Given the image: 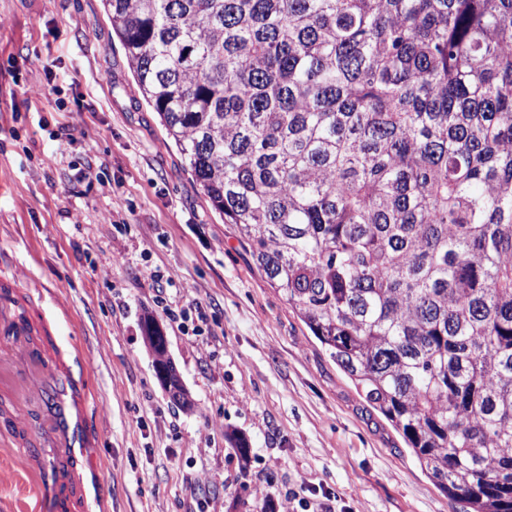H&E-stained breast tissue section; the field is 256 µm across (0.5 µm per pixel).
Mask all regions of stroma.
Segmentation results:
<instances>
[{
  "label": "stroma",
  "instance_id": "35a3bbf8",
  "mask_svg": "<svg viewBox=\"0 0 512 512\" xmlns=\"http://www.w3.org/2000/svg\"><path fill=\"white\" fill-rule=\"evenodd\" d=\"M0 249L43 285L47 308L62 307L60 344L89 358L103 512H283L287 497L297 512H465L214 211L102 0H0ZM148 311L193 410L155 376ZM58 494L0 444V512H56Z\"/></svg>",
  "mask_w": 512,
  "mask_h": 512
}]
</instances>
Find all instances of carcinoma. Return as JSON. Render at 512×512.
Instances as JSON below:
<instances>
[{
    "instance_id": "1",
    "label": "carcinoma",
    "mask_w": 512,
    "mask_h": 512,
    "mask_svg": "<svg viewBox=\"0 0 512 512\" xmlns=\"http://www.w3.org/2000/svg\"><path fill=\"white\" fill-rule=\"evenodd\" d=\"M103 5L211 206L359 396L448 498L512 512V0Z\"/></svg>"
}]
</instances>
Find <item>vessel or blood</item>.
I'll return each mask as SVG.
<instances>
[{"label": "vessel or blood", "instance_id": "obj_1", "mask_svg": "<svg viewBox=\"0 0 512 512\" xmlns=\"http://www.w3.org/2000/svg\"><path fill=\"white\" fill-rule=\"evenodd\" d=\"M43 298L42 285L21 278L0 252V352L37 362L35 370L14 379L0 377V394L10 395L21 384L53 399L34 438L20 436L16 415L0 419V438L14 445L19 465L65 486L59 512H96L107 483L94 455L100 431L91 415L88 359L78 345L56 347L55 323L38 306Z\"/></svg>", "mask_w": 512, "mask_h": 512}]
</instances>
